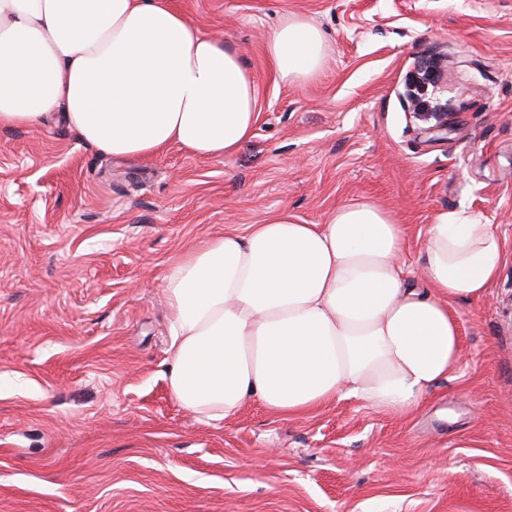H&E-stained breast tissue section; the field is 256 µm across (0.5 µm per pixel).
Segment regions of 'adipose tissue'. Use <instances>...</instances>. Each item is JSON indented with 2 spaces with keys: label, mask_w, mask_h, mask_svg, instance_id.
I'll return each mask as SVG.
<instances>
[{
  "label": "adipose tissue",
  "mask_w": 512,
  "mask_h": 512,
  "mask_svg": "<svg viewBox=\"0 0 512 512\" xmlns=\"http://www.w3.org/2000/svg\"><path fill=\"white\" fill-rule=\"evenodd\" d=\"M267 49L287 84L326 59L321 31L295 15ZM255 118L237 52L169 0H0V127L61 122L119 158L173 145L228 157ZM404 237L388 211L351 202L321 224L282 208L199 242L164 281L173 397L215 425L253 402L283 417L340 399L416 410L460 366L451 306L485 295L504 245L477 214L440 213L424 291L401 260Z\"/></svg>",
  "instance_id": "1"
}]
</instances>
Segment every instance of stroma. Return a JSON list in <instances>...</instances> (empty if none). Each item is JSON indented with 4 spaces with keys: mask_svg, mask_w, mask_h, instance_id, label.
<instances>
[{
    "mask_svg": "<svg viewBox=\"0 0 512 512\" xmlns=\"http://www.w3.org/2000/svg\"><path fill=\"white\" fill-rule=\"evenodd\" d=\"M250 72L229 157L118 159L63 124L0 128V512H512V0H171ZM323 33L315 79L267 53L288 16ZM448 127L415 118L412 79ZM375 203L425 231L468 209L506 260L455 302L463 361L406 416L342 399L199 421L167 382L168 270L199 239L288 208Z\"/></svg>",
    "mask_w": 512,
    "mask_h": 512,
    "instance_id": "1",
    "label": "stroma"
}]
</instances>
